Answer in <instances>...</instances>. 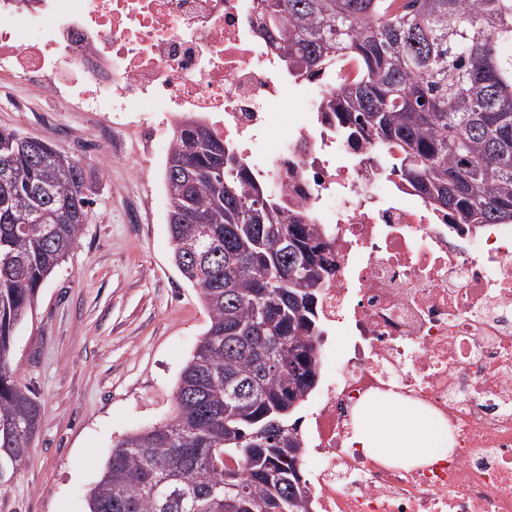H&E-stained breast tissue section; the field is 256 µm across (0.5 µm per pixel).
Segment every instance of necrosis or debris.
<instances>
[{
    "label": "necrosis or debris",
    "instance_id": "necrosis-or-debris-1",
    "mask_svg": "<svg viewBox=\"0 0 512 512\" xmlns=\"http://www.w3.org/2000/svg\"><path fill=\"white\" fill-rule=\"evenodd\" d=\"M260 0H0V76L79 112L203 118L286 213L329 245L321 384L301 431L313 512H512V225L459 234L325 117L335 73H289ZM299 104L275 132L283 99ZM345 336L338 345L336 336ZM401 398L449 451L402 467L367 454L354 416Z\"/></svg>",
    "mask_w": 512,
    "mask_h": 512
}]
</instances>
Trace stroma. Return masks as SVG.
Returning a JSON list of instances; mask_svg holds the SVG:
<instances>
[{
	"label": "stroma",
	"instance_id": "stroma-1",
	"mask_svg": "<svg viewBox=\"0 0 512 512\" xmlns=\"http://www.w3.org/2000/svg\"><path fill=\"white\" fill-rule=\"evenodd\" d=\"M111 122L29 86L0 87V128L49 141L91 176L79 241L15 332L13 365L38 415L25 464L0 489V512H86L116 442L172 413L209 327L173 261L168 149ZM137 166L145 178L133 177Z\"/></svg>",
	"mask_w": 512,
	"mask_h": 512
}]
</instances>
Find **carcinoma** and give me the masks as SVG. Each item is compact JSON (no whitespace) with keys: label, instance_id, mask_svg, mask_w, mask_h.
Listing matches in <instances>:
<instances>
[{"label":"carcinoma","instance_id":"carcinoma-1","mask_svg":"<svg viewBox=\"0 0 512 512\" xmlns=\"http://www.w3.org/2000/svg\"><path fill=\"white\" fill-rule=\"evenodd\" d=\"M288 72L336 78L326 111L461 230L512 221V0H262ZM224 152L213 170L207 149ZM0 128V487L37 407L10 362L15 330L77 244L86 171ZM174 261L210 324L165 421L112 449L88 512H311L302 409L318 380L317 301L330 273L314 224L281 217L234 147L192 116L163 172ZM294 448L291 457L281 449Z\"/></svg>","mask_w":512,"mask_h":512}]
</instances>
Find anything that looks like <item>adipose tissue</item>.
<instances>
[{
    "label": "adipose tissue",
    "instance_id": "obj_1",
    "mask_svg": "<svg viewBox=\"0 0 512 512\" xmlns=\"http://www.w3.org/2000/svg\"><path fill=\"white\" fill-rule=\"evenodd\" d=\"M357 418L358 437L370 454L415 465L430 462L449 446L447 426L399 402L364 401Z\"/></svg>",
    "mask_w": 512,
    "mask_h": 512
}]
</instances>
